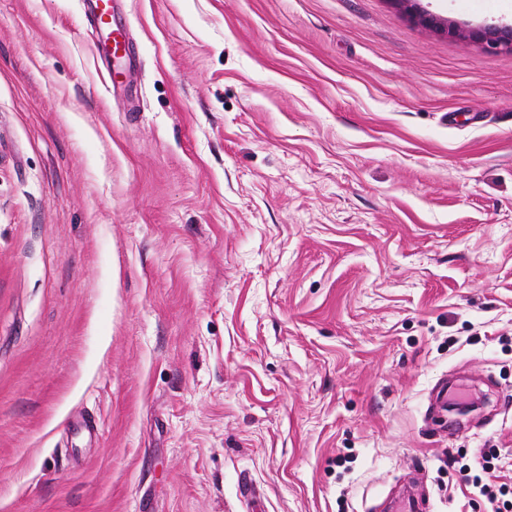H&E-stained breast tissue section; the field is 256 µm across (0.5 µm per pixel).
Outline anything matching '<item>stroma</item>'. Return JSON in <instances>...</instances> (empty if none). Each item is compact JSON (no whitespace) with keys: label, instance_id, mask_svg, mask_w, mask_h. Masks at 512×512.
I'll return each mask as SVG.
<instances>
[{"label":"stroma","instance_id":"stroma-1","mask_svg":"<svg viewBox=\"0 0 512 512\" xmlns=\"http://www.w3.org/2000/svg\"><path fill=\"white\" fill-rule=\"evenodd\" d=\"M115 6L110 87L82 0H0V512H391L417 471L485 512L446 459L512 450V52L393 0ZM451 374L485 396L428 421Z\"/></svg>","mask_w":512,"mask_h":512}]
</instances>
